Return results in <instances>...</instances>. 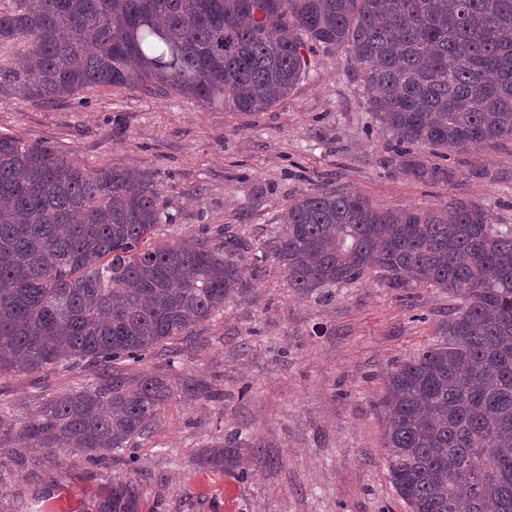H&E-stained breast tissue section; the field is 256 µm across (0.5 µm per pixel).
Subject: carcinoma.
<instances>
[{
  "mask_svg": "<svg viewBox=\"0 0 512 512\" xmlns=\"http://www.w3.org/2000/svg\"><path fill=\"white\" fill-rule=\"evenodd\" d=\"M0 99L49 103L91 87L140 86L261 112L345 51L397 165L448 182L446 161L512 139V0H9L0 7ZM142 172L90 171L42 144L0 136V374L63 362L136 361L244 290V252L205 239L146 245L163 221ZM306 295L376 274L386 288L459 301L443 340L387 376L381 407L390 482L409 512H512V225L452 199L445 211L382 210L322 191L288 205L263 243ZM114 371L0 418V459L24 449L92 458L151 433L173 395ZM238 440L206 460L234 463ZM138 484L99 512H135Z\"/></svg>",
  "mask_w": 512,
  "mask_h": 512,
  "instance_id": "1",
  "label": "carcinoma"
}]
</instances>
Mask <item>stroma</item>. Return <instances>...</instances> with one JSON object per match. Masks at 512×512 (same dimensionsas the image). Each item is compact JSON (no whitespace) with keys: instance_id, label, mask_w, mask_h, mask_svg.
Here are the masks:
<instances>
[{"instance_id":"35a3bbf8","label":"stroma","mask_w":512,"mask_h":512,"mask_svg":"<svg viewBox=\"0 0 512 512\" xmlns=\"http://www.w3.org/2000/svg\"><path fill=\"white\" fill-rule=\"evenodd\" d=\"M344 53L262 112L208 108L137 86L95 87L53 103L0 100V135L46 143L87 169L151 176L167 214L153 243L216 236L251 244L246 288L192 333L114 370L169 379L175 393L150 436L96 459L24 452L0 465V512H96L113 481L140 486L137 512H408L384 459L379 406L397 365L439 341L458 302L376 278L300 296L261 244L289 203L356 192L389 209L480 204L512 224V140L449 153V182L403 175ZM97 364L0 375V417L20 421L54 394L92 384ZM238 435L236 464L203 462Z\"/></svg>"}]
</instances>
